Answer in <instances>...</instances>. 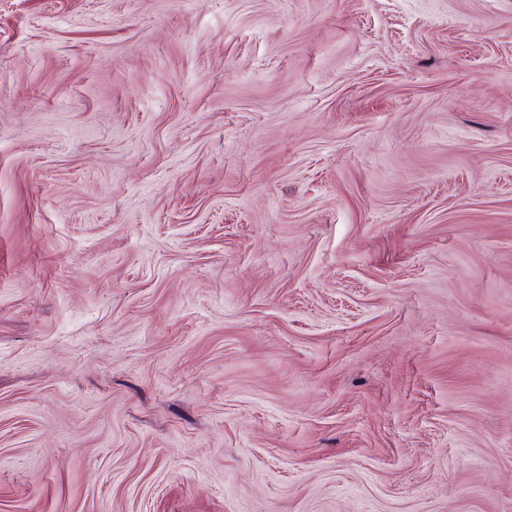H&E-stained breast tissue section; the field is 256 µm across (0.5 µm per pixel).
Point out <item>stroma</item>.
Returning a JSON list of instances; mask_svg holds the SVG:
<instances>
[{
    "mask_svg": "<svg viewBox=\"0 0 512 512\" xmlns=\"http://www.w3.org/2000/svg\"><path fill=\"white\" fill-rule=\"evenodd\" d=\"M0 512H512V0H0Z\"/></svg>",
    "mask_w": 512,
    "mask_h": 512,
    "instance_id": "obj_1",
    "label": "stroma"
}]
</instances>
